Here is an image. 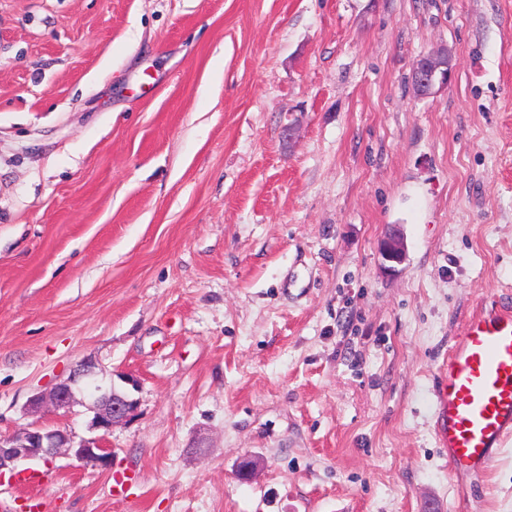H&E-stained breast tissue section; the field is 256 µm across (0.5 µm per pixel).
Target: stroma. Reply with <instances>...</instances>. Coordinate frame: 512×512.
I'll return each instance as SVG.
<instances>
[{
    "mask_svg": "<svg viewBox=\"0 0 512 512\" xmlns=\"http://www.w3.org/2000/svg\"><path fill=\"white\" fill-rule=\"evenodd\" d=\"M507 304L512 0H0V435L139 381L110 467L0 512H512V437L457 476L434 398ZM450 64L447 49H440L416 63L413 81L421 95L432 94L435 88L448 82ZM380 254L384 271L390 275L398 273V266H401L406 259L403 240L396 234H389L382 244ZM96 363L85 360L65 380L57 383L48 393H39L31 397L25 411L29 414L41 412L46 407L54 411L68 412L78 402L80 383L84 380V390L92 403L93 412L90 428L109 432L113 426L127 422L136 412L137 400L127 388H117L114 383L109 386L95 384Z\"/></svg>",
    "mask_w": 512,
    "mask_h": 512,
    "instance_id": "1",
    "label": "stroma"
}]
</instances>
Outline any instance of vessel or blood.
I'll use <instances>...</instances> for the list:
<instances>
[{"mask_svg":"<svg viewBox=\"0 0 512 512\" xmlns=\"http://www.w3.org/2000/svg\"><path fill=\"white\" fill-rule=\"evenodd\" d=\"M437 437L455 473L475 476L512 436V309L473 317L437 374Z\"/></svg>","mask_w":512,"mask_h":512,"instance_id":"1","label":"vessel or blood"}]
</instances>
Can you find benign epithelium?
Masks as SVG:
<instances>
[{
  "label": "benign epithelium",
  "mask_w": 512,
  "mask_h": 512,
  "mask_svg": "<svg viewBox=\"0 0 512 512\" xmlns=\"http://www.w3.org/2000/svg\"><path fill=\"white\" fill-rule=\"evenodd\" d=\"M449 72L448 50L440 49L416 64L413 81L420 94L426 96L448 82ZM381 257L386 273H398V266L406 259L403 240L395 234L389 235L382 244ZM95 375L96 363L84 361L49 392L31 397L25 411L36 414L50 407L67 412L78 402L77 394L83 389L91 399V429L106 433L113 426L130 420L135 415L137 400L126 388L95 383ZM69 453L98 466L110 465L112 457L111 451L103 446L101 436L78 440L66 430L47 426L25 427L9 436L0 435V471L13 468L20 462L45 460Z\"/></svg>",
  "instance_id": "7a95c632"
}]
</instances>
